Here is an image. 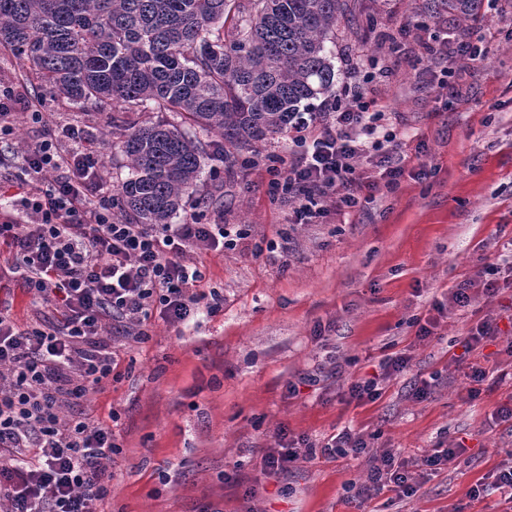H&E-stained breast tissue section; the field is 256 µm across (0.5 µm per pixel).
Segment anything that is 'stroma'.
<instances>
[{"label":"stroma","mask_w":512,"mask_h":512,"mask_svg":"<svg viewBox=\"0 0 512 512\" xmlns=\"http://www.w3.org/2000/svg\"><path fill=\"white\" fill-rule=\"evenodd\" d=\"M377 18L360 16L336 32V84L322 104L339 99L350 68L377 59L388 76L367 86L414 132L398 187L376 193L361 210L320 224L289 223L287 205L272 201L265 165L235 175L221 156L204 158L201 194L208 207L189 205L183 224H241L248 237L236 248L192 254L204 291L223 297L221 310L173 326L152 316L150 338L117 343L122 377L88 394L81 406L61 404L69 418L84 411L111 428L119 450L104 512H512L496 474L512 458V286L494 297L475 295L465 310L448 307L451 289L482 278L512 239V0H490L487 54L454 68L424 49H391L409 17L424 35L455 40L447 14H413L410 0H373ZM36 101L56 125L93 133L100 173L115 184L124 156L102 129L111 110L34 100L14 58L0 55V87ZM0 147V204L21 191L18 174L27 145L41 135L25 110ZM445 302L444 311L434 302ZM498 336L473 353L461 342L485 315ZM432 334L420 340L418 324ZM403 352L407 367L384 383L375 401L348 398L351 382L370 378L385 356ZM489 376L471 394L468 365ZM313 374L317 384L289 395L287 385ZM431 394L414 395L421 381ZM291 438L321 444L344 430L361 435L360 457L317 454L270 474L261 449ZM437 448L459 456L435 471L414 468L417 493L362 496L371 457L392 451L413 464Z\"/></svg>","instance_id":"1"}]
</instances>
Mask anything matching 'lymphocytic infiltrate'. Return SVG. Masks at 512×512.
Listing matches in <instances>:
<instances>
[{
    "label": "lymphocytic infiltrate",
    "instance_id": "lymphocytic-infiltrate-1",
    "mask_svg": "<svg viewBox=\"0 0 512 512\" xmlns=\"http://www.w3.org/2000/svg\"><path fill=\"white\" fill-rule=\"evenodd\" d=\"M372 73L354 70L345 103L303 121L292 139L287 170L270 167L269 185L293 205L294 221L316 224L398 186L405 172L395 151L407 130L364 89ZM26 148L30 188L25 216L0 209V244L8 269L34 305L59 311V322L21 325L0 310V449L13 460L0 466V496L10 512H101L112 479L104 462L116 450L112 433L85 416L60 419V401L119 377L114 336L148 340L147 323L160 313L181 324L199 311L214 314L221 298L207 300L188 252L238 246V224H128L112 214V190L99 176L84 130L52 128ZM365 440L345 430L321 447L309 439L264 449L265 470L321 450L358 456ZM411 497L417 487L391 452L374 458L367 496L383 490Z\"/></svg>",
    "mask_w": 512,
    "mask_h": 512
}]
</instances>
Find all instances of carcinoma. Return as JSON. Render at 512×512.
<instances>
[{
  "instance_id": "carcinoma-1",
  "label": "carcinoma",
  "mask_w": 512,
  "mask_h": 512,
  "mask_svg": "<svg viewBox=\"0 0 512 512\" xmlns=\"http://www.w3.org/2000/svg\"><path fill=\"white\" fill-rule=\"evenodd\" d=\"M484 0H433L456 27ZM352 0H0V53L39 92L74 105L172 120L112 119L127 173L112 205L169 224L196 197L207 138L224 167L280 144L336 80L327 44Z\"/></svg>"
}]
</instances>
